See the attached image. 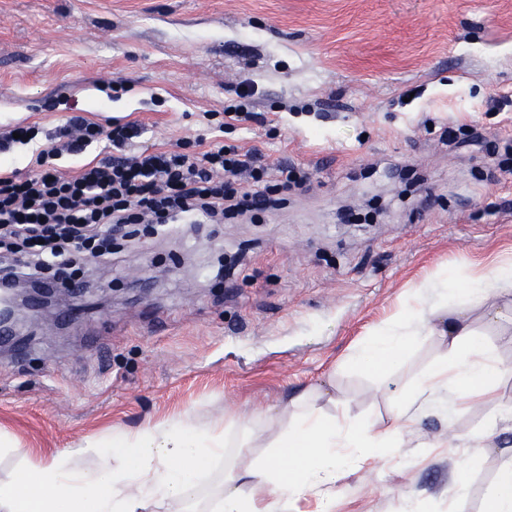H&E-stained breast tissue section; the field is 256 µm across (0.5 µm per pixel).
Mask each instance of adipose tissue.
Returning <instances> with one entry per match:
<instances>
[{
    "instance_id": "obj_1",
    "label": "adipose tissue",
    "mask_w": 512,
    "mask_h": 512,
    "mask_svg": "<svg viewBox=\"0 0 512 512\" xmlns=\"http://www.w3.org/2000/svg\"><path fill=\"white\" fill-rule=\"evenodd\" d=\"M433 292V301H420L400 313L359 352L384 378L416 337H436L446 348L384 426H364L347 415L326 413L320 405L325 392H301L279 410L255 411L256 420L278 424V432L250 465L225 466L224 483L212 493L204 488L213 463L231 445L230 433L179 420L135 435H113L98 450L101 465L96 471L71 468L64 451L21 480L0 483V512H157L173 503L186 512L199 504L204 512H285L287 502L307 496L316 500V512H331L332 491L345 476L338 459L359 469L391 460L402 435L413 430L431 403L454 412L493 403L481 432L467 441L475 451L484 450L499 424L512 422V407L496 404L504 370L490 345L478 339L471 312L483 309L486 324L495 323L498 313L487 302L512 299V263L472 278L463 304H452L445 284L435 285Z\"/></svg>"
}]
</instances>
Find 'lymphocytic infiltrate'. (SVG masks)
<instances>
[{
  "mask_svg": "<svg viewBox=\"0 0 512 512\" xmlns=\"http://www.w3.org/2000/svg\"><path fill=\"white\" fill-rule=\"evenodd\" d=\"M81 134L37 156L38 171L0 175V279L46 275L76 285L82 256L104 260L146 233L173 224H220L225 213L263 212L273 186L308 181V170L271 165L255 148L216 144L133 151L142 134L135 123L103 126L80 121ZM105 140L112 154L72 177L60 175L51 158L79 153Z\"/></svg>",
  "mask_w": 512,
  "mask_h": 512,
  "instance_id": "f902f5d3",
  "label": "lymphocytic infiltrate"
}]
</instances>
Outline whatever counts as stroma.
<instances>
[{"instance_id":"obj_1","label":"stroma","mask_w":512,"mask_h":512,"mask_svg":"<svg viewBox=\"0 0 512 512\" xmlns=\"http://www.w3.org/2000/svg\"><path fill=\"white\" fill-rule=\"evenodd\" d=\"M243 75L262 121L212 129ZM500 95L512 0H0V130L39 131L0 169L31 172L80 117L139 124L152 150L201 138L312 173L282 209L85 259L84 294L0 354V483L66 448L92 471L117 432L227 424L322 384L351 417L387 418L445 347L415 344L385 382L355 347L423 284L457 294L512 261ZM487 412L424 413L390 463L337 484L334 512H482L512 448L501 427L485 455L463 449Z\"/></svg>"}]
</instances>
